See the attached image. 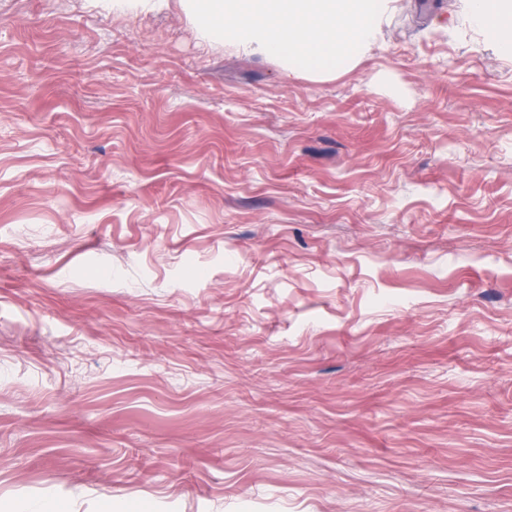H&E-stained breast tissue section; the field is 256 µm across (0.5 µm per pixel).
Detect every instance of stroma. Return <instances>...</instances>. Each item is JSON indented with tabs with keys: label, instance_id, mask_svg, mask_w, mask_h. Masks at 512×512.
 <instances>
[{
	"label": "stroma",
	"instance_id": "obj_1",
	"mask_svg": "<svg viewBox=\"0 0 512 512\" xmlns=\"http://www.w3.org/2000/svg\"><path fill=\"white\" fill-rule=\"evenodd\" d=\"M512 512V56L390 0L286 76L180 0H0V512Z\"/></svg>",
	"mask_w": 512,
	"mask_h": 512
}]
</instances>
